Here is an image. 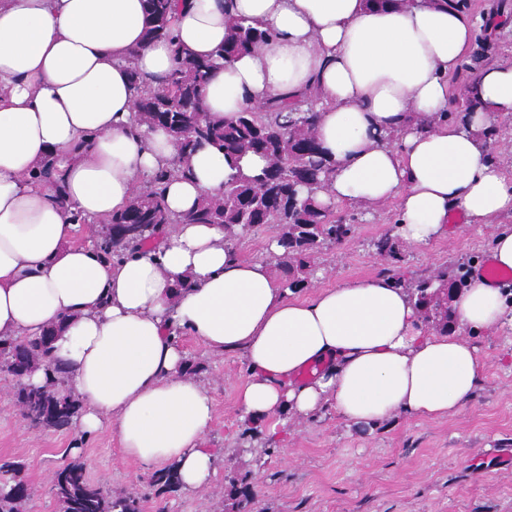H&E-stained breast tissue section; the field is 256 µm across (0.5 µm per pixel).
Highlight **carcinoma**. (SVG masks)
Segmentation results:
<instances>
[{
  "instance_id": "1",
  "label": "carcinoma",
  "mask_w": 512,
  "mask_h": 512,
  "mask_svg": "<svg viewBox=\"0 0 512 512\" xmlns=\"http://www.w3.org/2000/svg\"><path fill=\"white\" fill-rule=\"evenodd\" d=\"M145 11L149 19L148 37L155 39L171 34L173 0H145ZM269 36L266 31L232 18L226 26L222 57L230 63ZM174 53L175 68L138 98V119L164 128L183 154L212 145L232 161L248 153L266 160L260 175L230 178L221 194L207 196L194 210L183 215L182 220L193 224H222L230 232L237 227L246 231L274 230L272 241L283 250L279 256L284 271L283 287L291 290L306 287L315 255L328 244L347 240L354 228L344 217L336 216L333 207L317 204L310 198L302 202L297 199L302 190L311 191L326 182L332 170L315 136L316 100L307 95L289 102L275 101L262 111L246 109L235 120L217 124L207 119L202 107V90L209 80L212 64L183 55L177 48ZM477 105V97L468 96L460 103H452L442 118L453 121L458 113L471 112ZM167 177L166 171L157 173L148 191L134 196L125 208L104 221L97 248L105 257H118L121 250L143 242L146 234L173 223L163 203ZM376 248L380 255L395 263L393 277L404 281L397 266L401 262L398 241L386 234L377 241ZM436 284L453 292L465 287V277L450 276L448 269H440L429 277L410 281V295L437 306L447 303L448 296L440 295L434 289ZM421 315L443 331L455 321L450 308L444 315L433 309L423 310ZM60 329L58 323L35 338L20 342L0 340V359L5 369H10V363L15 361L21 368L43 372L40 384L15 382L14 396L21 414L36 428H69L79 408L76 398L62 395L56 389L63 367L51 353ZM51 483L57 502L75 505L72 512H142L138 498L112 496L102 486L90 482L84 465L77 461L57 470ZM151 483L168 491L178 488L179 480L175 469L168 467L155 472ZM250 497L247 477L230 479L229 500L235 512H243ZM28 499L24 464L1 462L0 512H21Z\"/></svg>"
}]
</instances>
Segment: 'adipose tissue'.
I'll return each mask as SVG.
<instances>
[{"label":"adipose tissue","instance_id":"1","mask_svg":"<svg viewBox=\"0 0 512 512\" xmlns=\"http://www.w3.org/2000/svg\"><path fill=\"white\" fill-rule=\"evenodd\" d=\"M170 37L147 40L144 0H0V339L65 328L53 355L60 393L79 397L81 432L113 428L124 457L174 466L182 489L209 484L218 453L207 388L184 373V330L210 352L244 350L243 418L270 439L282 414L330 403L370 424L404 413L436 420L470 400L480 360L469 334L501 327L507 302L470 276L453 299L457 326L426 327L406 288L375 276L298 299L262 259L245 261L220 224L182 214L232 176L266 162H229L212 146L181 156L167 131L135 120L133 74L161 77L175 50L214 62L208 119L314 93L316 134L333 170L326 203L396 206L409 245L447 236L453 215L491 224L512 215V173L489 161L480 132L512 122V62L481 67L482 106L446 122L448 78L468 62L476 20L451 0L369 8L366 0H174ZM271 31L231 63L218 60L229 18ZM60 157L62 192L30 176ZM174 219L152 243L105 258L72 244L73 213L108 218L159 171Z\"/></svg>","mask_w":512,"mask_h":512}]
</instances>
